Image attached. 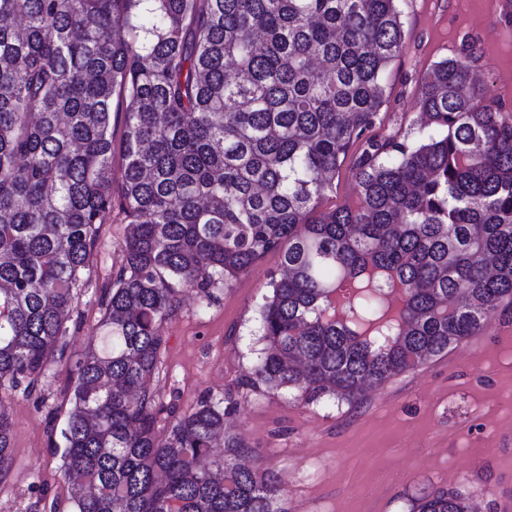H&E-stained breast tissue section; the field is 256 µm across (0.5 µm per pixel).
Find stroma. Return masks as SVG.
Masks as SVG:
<instances>
[{
	"label": "stroma",
	"instance_id": "obj_1",
	"mask_svg": "<svg viewBox=\"0 0 512 512\" xmlns=\"http://www.w3.org/2000/svg\"><path fill=\"white\" fill-rule=\"evenodd\" d=\"M404 48L392 67L388 101L373 137L418 141L424 133L418 90L432 66L459 53L465 39L480 43L484 93L502 99L512 88V0H499L488 17L477 0H399ZM127 222L113 209L101 224L90 272L77 288L67 321L69 352L82 353L105 312L112 275L123 261ZM279 253L264 256L211 303L180 292L179 307L164 325L167 343L158 363L163 402L191 411L201 397L221 401L234 390L231 418L256 448L254 466L284 480L288 512H407L411 499L439 487L481 501L483 512H512V433L499 422L512 417V324L492 322L483 336L417 371L372 389L356 408L240 387L264 347L259 309ZM69 368L55 363L35 390H0L13 427V465L0 480V512H54L67 486L61 458L51 446V425L69 410ZM374 451L356 449L364 435ZM381 486L368 492L367 479Z\"/></svg>",
	"mask_w": 512,
	"mask_h": 512
}]
</instances>
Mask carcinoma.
Listing matches in <instances>:
<instances>
[{"label":"carcinoma","instance_id":"carcinoma-1","mask_svg":"<svg viewBox=\"0 0 512 512\" xmlns=\"http://www.w3.org/2000/svg\"><path fill=\"white\" fill-rule=\"evenodd\" d=\"M398 0H0V390L62 359L75 291L112 212L122 112L123 264L70 408L51 427L68 512H288L279 474L157 388L164 324L267 253L282 272L239 386L304 404L368 388L512 323V116L476 42L422 79L432 132L370 136L404 45ZM358 200L322 210L351 149ZM13 429L0 407V477ZM409 512H471L434 489ZM112 131H113V148L114 155L112 159V182L115 191L118 190L121 175H122V158H121V140H122V125L119 119L114 120L112 114Z\"/></svg>","mask_w":512,"mask_h":512}]
</instances>
